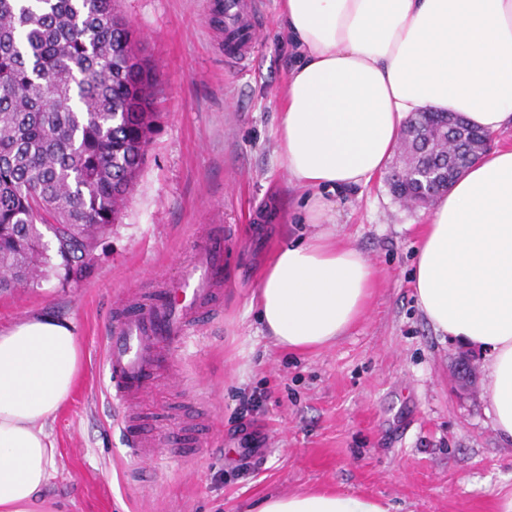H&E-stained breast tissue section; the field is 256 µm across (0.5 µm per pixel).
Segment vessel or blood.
I'll use <instances>...</instances> for the list:
<instances>
[{
	"mask_svg": "<svg viewBox=\"0 0 512 512\" xmlns=\"http://www.w3.org/2000/svg\"><path fill=\"white\" fill-rule=\"evenodd\" d=\"M249 0H224V33L228 57L245 60L251 52L253 28ZM224 282V238L199 242L193 258L163 293L112 321L105 343L107 391L113 401L127 404L143 398L160 370L170 363L168 353L187 347L199 323L211 318L209 300ZM128 457L138 463L158 459L164 449L178 447L174 437L145 440L129 416L119 420Z\"/></svg>",
	"mask_w": 512,
	"mask_h": 512,
	"instance_id": "obj_1",
	"label": "vessel or blood"
}]
</instances>
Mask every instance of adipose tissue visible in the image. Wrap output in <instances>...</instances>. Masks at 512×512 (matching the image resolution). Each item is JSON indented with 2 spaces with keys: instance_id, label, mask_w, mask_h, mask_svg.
Masks as SVG:
<instances>
[{
  "instance_id": "obj_1",
  "label": "adipose tissue",
  "mask_w": 512,
  "mask_h": 512,
  "mask_svg": "<svg viewBox=\"0 0 512 512\" xmlns=\"http://www.w3.org/2000/svg\"><path fill=\"white\" fill-rule=\"evenodd\" d=\"M281 15L295 60L277 148L309 192L304 223H328L329 194L384 173L409 116L512 127V0H281ZM374 280L360 250L324 231L276 251L251 306L278 346L302 353L360 320ZM412 285L436 332L481 350L493 427L512 444V146L477 157L436 200ZM81 365L68 320L37 315L0 333V512H41L56 456L44 426ZM258 512L389 509L329 491L269 495Z\"/></svg>"
}]
</instances>
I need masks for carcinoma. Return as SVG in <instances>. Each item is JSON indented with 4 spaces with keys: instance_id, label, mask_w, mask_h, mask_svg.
<instances>
[{
    "instance_id": "carcinoma-1",
    "label": "carcinoma",
    "mask_w": 512,
    "mask_h": 512,
    "mask_svg": "<svg viewBox=\"0 0 512 512\" xmlns=\"http://www.w3.org/2000/svg\"><path fill=\"white\" fill-rule=\"evenodd\" d=\"M113 3L0 0V290L80 282L143 165L157 82ZM447 124L430 111L408 126ZM459 128L463 165L481 131ZM412 148L415 165H445L435 147Z\"/></svg>"
}]
</instances>
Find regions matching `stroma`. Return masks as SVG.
I'll return each instance as SVG.
<instances>
[{
	"label": "stroma",
	"mask_w": 512,
	"mask_h": 512,
	"mask_svg": "<svg viewBox=\"0 0 512 512\" xmlns=\"http://www.w3.org/2000/svg\"><path fill=\"white\" fill-rule=\"evenodd\" d=\"M249 58L224 59L220 0H116L158 71L145 162L101 260L78 285L0 293V330L52 314L72 322L83 366L45 430L57 453L51 512H249L268 495L358 493L393 512H503L512 445L482 390L456 376L463 346L444 342L411 286L426 210L396 200L384 176L333 199L332 232L376 270L363 317L307 353L263 335L252 295L275 250L309 239L306 193L276 150L278 101L293 49L280 0H254ZM223 225L224 287L201 343L173 353L138 406L148 436L186 431L146 481L133 476L106 394L104 343L118 308L173 279L194 244ZM256 406L243 412V398Z\"/></svg>",
	"instance_id": "1"
}]
</instances>
